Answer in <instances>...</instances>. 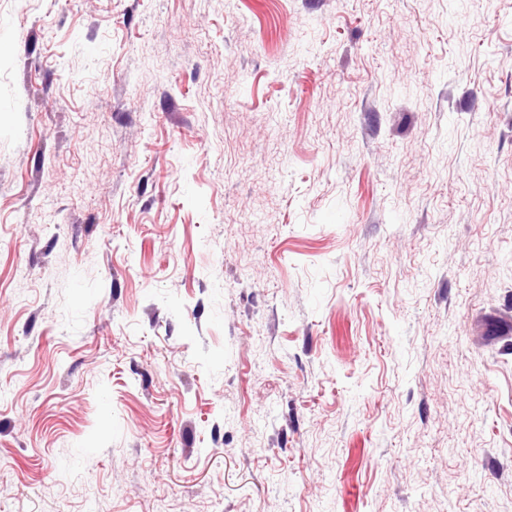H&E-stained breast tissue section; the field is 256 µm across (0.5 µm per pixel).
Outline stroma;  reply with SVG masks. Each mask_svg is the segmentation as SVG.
Wrapping results in <instances>:
<instances>
[{"label":"stroma","instance_id":"1","mask_svg":"<svg viewBox=\"0 0 512 512\" xmlns=\"http://www.w3.org/2000/svg\"><path fill=\"white\" fill-rule=\"evenodd\" d=\"M0 512H512V0H0Z\"/></svg>","mask_w":512,"mask_h":512}]
</instances>
